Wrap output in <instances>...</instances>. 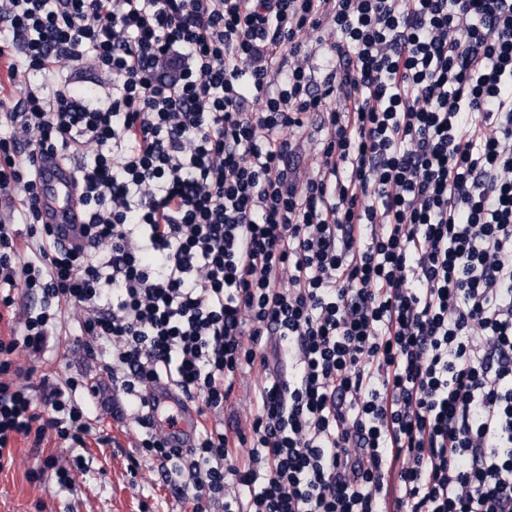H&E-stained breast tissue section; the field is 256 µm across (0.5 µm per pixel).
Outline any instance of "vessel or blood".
Here are the masks:
<instances>
[{
	"mask_svg": "<svg viewBox=\"0 0 512 512\" xmlns=\"http://www.w3.org/2000/svg\"><path fill=\"white\" fill-rule=\"evenodd\" d=\"M38 178L42 218L44 223L52 225L57 245L66 249L86 248L84 216L73 168L58 159L45 157L38 164ZM146 398L152 409L155 431L167 446H191L201 421L197 407L166 382L151 385Z\"/></svg>",
	"mask_w": 512,
	"mask_h": 512,
	"instance_id": "vessel-or-blood-1",
	"label": "vessel or blood"
}]
</instances>
